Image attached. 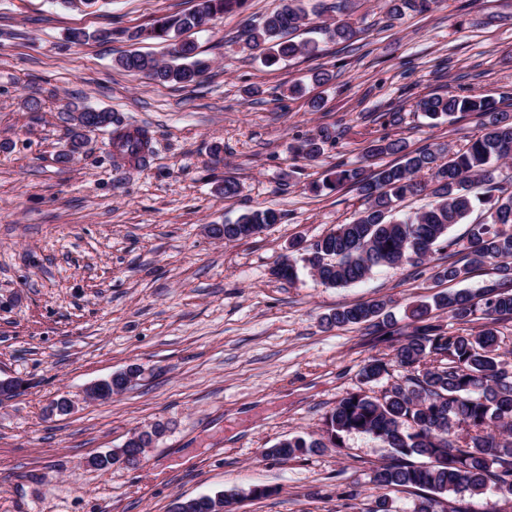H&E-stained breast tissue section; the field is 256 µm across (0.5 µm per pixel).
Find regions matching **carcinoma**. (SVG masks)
Returning <instances> with one entry per match:
<instances>
[{
    "mask_svg": "<svg viewBox=\"0 0 512 512\" xmlns=\"http://www.w3.org/2000/svg\"><path fill=\"white\" fill-rule=\"evenodd\" d=\"M245 0H195L192 11L162 17L148 30L129 34L168 43L181 42L180 53L162 62L156 57L131 51L118 65L133 74L148 73L159 83L191 86L209 69L198 58L195 42L182 38L212 17L241 7ZM390 13L398 16L406 9L426 11L431 0H390ZM352 0H332L320 4V12L336 13V22L322 29L326 38L342 43L354 41L360 30L348 20ZM306 18L302 0H283V6L267 15L262 24L242 33L245 44L257 52L267 67L297 54L311 52L316 45L296 43L285 35ZM419 109L432 120H453L474 115L480 120L481 135L465 148L426 146L408 149L400 139L387 136L374 140L367 155H399V162L385 164L368 174L360 166L338 163L326 175L329 187L350 185L366 200V206L347 224H338L306 250L300 258L321 284L347 286L365 279L374 269L421 266L444 253V261L433 265L440 282L459 281L475 266L496 265L497 278L489 281L476 296L460 290L436 294L432 302L411 310L416 322L398 340L394 363L407 374L379 397L349 392L325 413L323 427L308 437L284 438L267 449L264 456L289 459L321 448H340L344 436L361 433L380 441L389 449V462L377 468L371 478L375 506L368 512H397L388 497L390 490L422 492L420 503L411 512H447L444 496L468 491L512 494V363L500 353L494 325L512 318V178L499 177L501 161L512 159V115L488 97L464 95L456 90L434 93L418 102ZM67 159L87 144L86 133L108 129L114 166L145 167L153 155L148 130L123 123L107 110L84 108L69 114ZM334 136L326 127L295 147L298 155L314 160ZM428 195L433 201L412 213L399 210L409 197ZM485 218L470 230L469 258L457 259V239L451 228L466 224L476 207ZM280 220L275 209L252 211L236 221L215 224L213 237L228 242L248 239ZM282 280L298 277L297 260L287 257L274 270ZM383 300L341 307L325 317L330 327L368 324L380 336L394 334L392 316ZM434 310L448 311V319L468 324L482 315L484 324L476 333L450 334L431 321ZM390 363L371 357L362 368L365 382L389 375ZM156 422L130 441L131 450L149 448L165 433ZM422 458L418 464L414 459ZM224 501L216 496L178 498L172 512H221Z\"/></svg>",
    "mask_w": 512,
    "mask_h": 512,
    "instance_id": "1",
    "label": "carcinoma"
}]
</instances>
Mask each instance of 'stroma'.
<instances>
[{"mask_svg":"<svg viewBox=\"0 0 512 512\" xmlns=\"http://www.w3.org/2000/svg\"><path fill=\"white\" fill-rule=\"evenodd\" d=\"M279 5L248 0L191 31L211 65L181 87L124 71L116 60L130 42L91 34L143 28L194 0H0V378L31 383L0 402V512H170L176 497L219 491L229 512H365L388 456L378 440L352 433L287 460L261 452L319 432L346 393L385 387L362 384L360 371L392 357L396 337L328 329L322 316L389 298L406 333L410 306L452 285L428 265L337 288L305 269L292 282L272 271L292 243L360 210L355 191L322 187L336 164L376 168L365 150L385 135L455 150L480 134L472 116L432 122L418 99L462 87L512 104V0H433L400 17L387 0H356L350 47L317 39L315 52L268 68L237 34ZM76 29L89 40L69 42ZM314 69L331 81L307 82ZM76 106L147 127L149 165L114 169L103 131L67 156ZM322 126L335 143L298 157L294 146ZM228 177L239 185L230 199ZM265 208L281 219L250 239L207 231ZM131 365L143 370L134 386L87 399L88 386ZM63 396L73 411L46 415ZM157 421L168 429L139 465H91ZM256 486L266 495L251 496Z\"/></svg>","mask_w":512,"mask_h":512,"instance_id":"1","label":"stroma"}]
</instances>
